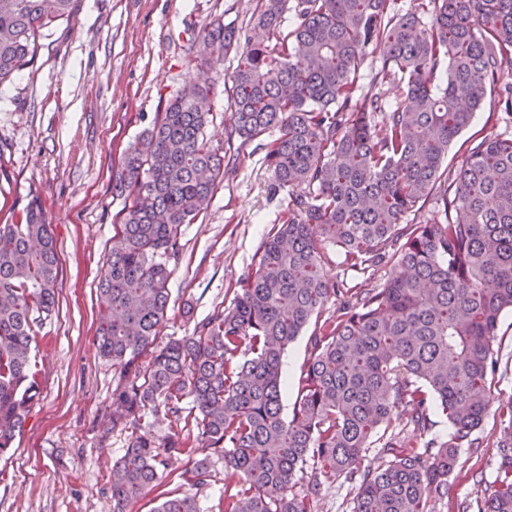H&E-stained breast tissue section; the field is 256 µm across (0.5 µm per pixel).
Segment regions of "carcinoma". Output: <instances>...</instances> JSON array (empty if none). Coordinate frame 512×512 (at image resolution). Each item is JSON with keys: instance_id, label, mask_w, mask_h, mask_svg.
<instances>
[{"instance_id": "1", "label": "carcinoma", "mask_w": 512, "mask_h": 512, "mask_svg": "<svg viewBox=\"0 0 512 512\" xmlns=\"http://www.w3.org/2000/svg\"><path fill=\"white\" fill-rule=\"evenodd\" d=\"M261 0L269 45L230 26L203 30L196 58L229 53L234 133L262 144L288 213L269 228L256 268L237 282L233 307L215 310L141 354L167 315L168 261L224 179L225 157L206 138V80L166 102L153 128L124 153L114 188L131 199L98 282L97 344L120 368L110 423L127 437L112 466L114 512L161 484L162 458L198 452L187 481L206 484L211 455L241 475L224 512H312L323 481L356 484L353 512H435L436 498L477 448L501 364V314L512 310V135L473 139L453 180L441 169L454 138L489 92L512 111V0ZM78 0H0V85L34 63L52 26ZM295 21L283 29L284 11ZM381 49L372 88L359 84L368 47ZM398 83L393 105L375 91ZM380 114L374 122L371 116ZM448 223H408L429 196ZM455 216H450V211ZM366 272L394 262L379 289L338 288L324 248ZM59 256L33 211L0 224V455L12 450L39 385L34 325L55 309ZM332 297L336 315L310 336L299 400L282 416L281 360ZM448 418L429 437L431 405ZM184 417L155 440L145 418ZM496 478L477 512H512V400L495 410ZM373 463L364 465L369 454ZM311 466L310 493H291ZM154 512H200L191 495Z\"/></svg>"}]
</instances>
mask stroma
I'll use <instances>...</instances> for the list:
<instances>
[{"label": "stroma", "instance_id": "35a3bbf8", "mask_svg": "<svg viewBox=\"0 0 512 512\" xmlns=\"http://www.w3.org/2000/svg\"><path fill=\"white\" fill-rule=\"evenodd\" d=\"M258 0H80L70 21L53 26L27 69L0 87V224H17L29 207L51 224L60 258L59 299L34 328L31 355L41 397L30 409L12 450L0 456V512H112L110 472L126 435L109 424L117 367L95 341L97 283L104 270L124 198L112 192L122 152L162 112L166 101L199 76L194 44L205 25L220 22L252 39L264 38L252 14ZM234 57L210 71L206 137L230 158L228 171L194 223L184 225L170 260V302L157 346L188 335L184 302L196 318L231 307L237 280L258 261L264 235L288 210L274 190L265 152L233 136L227 102ZM512 133V120L484 109L450 144L443 167L455 175L471 138ZM326 267L337 284L379 288L394 266L373 276L345 269L335 248ZM328 301L288 346L282 370V415L291 418L309 338L336 311ZM481 447L461 451L462 469L448 479L436 512H474L495 479L490 465L499 437L494 413L478 432ZM195 457L165 458V481L130 503L152 512L161 497L195 495L201 512H224V490L238 474L211 458V479L192 488Z\"/></svg>", "mask_w": 512, "mask_h": 512}]
</instances>
